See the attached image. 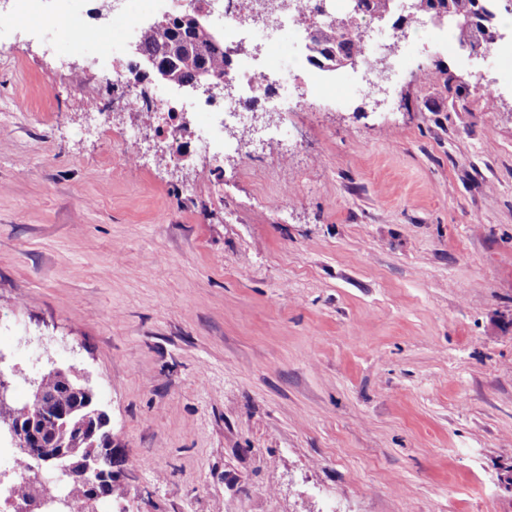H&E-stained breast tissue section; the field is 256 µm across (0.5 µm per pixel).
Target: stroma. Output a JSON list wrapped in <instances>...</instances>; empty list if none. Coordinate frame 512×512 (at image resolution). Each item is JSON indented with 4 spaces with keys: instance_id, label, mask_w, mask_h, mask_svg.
<instances>
[{
    "instance_id": "obj_1",
    "label": "stroma",
    "mask_w": 512,
    "mask_h": 512,
    "mask_svg": "<svg viewBox=\"0 0 512 512\" xmlns=\"http://www.w3.org/2000/svg\"><path fill=\"white\" fill-rule=\"evenodd\" d=\"M447 33L208 172L142 109L86 132L87 43L0 39V369L89 374L105 512H512V34Z\"/></svg>"
}]
</instances>
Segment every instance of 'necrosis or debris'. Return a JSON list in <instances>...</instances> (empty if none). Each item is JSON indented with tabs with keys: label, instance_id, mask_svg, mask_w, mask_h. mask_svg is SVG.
<instances>
[{
	"label": "necrosis or debris",
	"instance_id": "necrosis-or-debris-1",
	"mask_svg": "<svg viewBox=\"0 0 512 512\" xmlns=\"http://www.w3.org/2000/svg\"><path fill=\"white\" fill-rule=\"evenodd\" d=\"M45 0H11L9 11H0V33L19 28L26 17L39 18L38 31L47 39L58 40L73 36L76 31L90 29L105 33L108 25L105 15L127 17L128 0H65L64 7L57 12L44 8ZM258 0H191L193 6L218 14L223 22L224 47L231 56L226 68V76L235 88L234 99L200 101L195 111L206 119L222 116L224 125L246 128L250 137L264 138L282 135V128H257L251 123L248 113L237 109L236 101L265 102L269 111L281 108L299 110L309 99L320 98L327 90L355 85L366 96H373L379 87L384 86L393 72L399 71L404 61L395 47L392 35L371 28L366 18H358V35L363 44L364 58H372L376 51L386 52L389 58L388 70L370 66L358 75H332L329 68L312 60L311 45L305 40L306 24L316 4H323L326 22H335L338 16L353 6V0H298V7L292 12L280 11L275 0H267L265 7L272 24L256 21L255 7ZM128 19L118 41L112 45L113 57H120L128 40L138 38L143 29L141 22ZM297 36L295 51L289 67H282L271 51L283 33ZM264 39L269 47L262 58H253L251 47L256 39ZM108 56V57H111ZM107 56L93 53L87 69L96 74L102 88H121L128 109L140 107V85L137 77L139 66L129 61L124 64L109 65Z\"/></svg>",
	"mask_w": 512,
	"mask_h": 512
}]
</instances>
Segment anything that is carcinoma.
Masks as SVG:
<instances>
[{
  "label": "carcinoma",
  "instance_id": "1",
  "mask_svg": "<svg viewBox=\"0 0 512 512\" xmlns=\"http://www.w3.org/2000/svg\"><path fill=\"white\" fill-rule=\"evenodd\" d=\"M446 20L453 27L459 46L484 50L495 42L498 28L497 14L488 8L489 0H440ZM315 62L339 69V59L362 56V43L354 29H328L311 40ZM141 56L154 61L159 68L173 67L179 82L193 80L201 71L222 75L228 65L224 43L215 35L191 31L173 23L164 31L153 27L145 29L140 40Z\"/></svg>",
  "mask_w": 512,
  "mask_h": 512
}]
</instances>
